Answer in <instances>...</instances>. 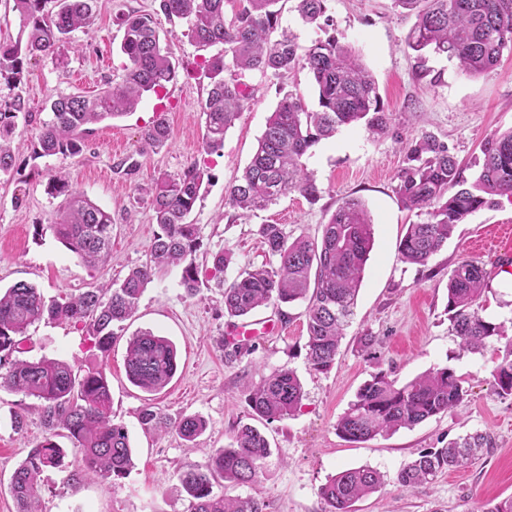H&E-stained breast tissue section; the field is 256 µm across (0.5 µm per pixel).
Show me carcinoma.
I'll use <instances>...</instances> for the list:
<instances>
[{"mask_svg":"<svg viewBox=\"0 0 512 512\" xmlns=\"http://www.w3.org/2000/svg\"><path fill=\"white\" fill-rule=\"evenodd\" d=\"M57 2V10H45ZM95 0H14L27 31L25 45H0V79L15 90L12 101L0 107V175L15 168L12 137L19 114L25 112L18 88L22 82L20 53L55 54L70 33L94 21ZM238 9L226 17V0H159L170 19L185 23L182 35L202 50L218 44L224 51L202 62L208 79L204 146L216 152L224 135L239 117L249 97L243 76L251 71L283 78L301 67L312 75L317 103L288 93L278 102L258 139L257 149L242 175L226 191L230 207L245 216L275 204L297 191L311 201L321 196L313 174L302 158L322 140L343 127L361 125L372 135L390 128L389 113L381 104L373 74L361 62L354 46L330 35L309 46L287 28H279L280 0H238ZM329 0H297L302 22L325 30L333 26ZM415 21L407 45L423 61L430 51L457 61L470 77L489 74L504 50L512 51V0H392ZM124 27L120 51L127 57L124 79L94 97L61 95L50 104L51 117L38 136L41 157L75 156L85 148L87 125L133 111L146 93L158 94L177 77L171 52L162 44L153 17L128 13L118 17ZM277 38H272L273 33ZM170 131L162 120L144 128L143 143L151 150L163 147ZM407 165L396 175V194L409 210L426 215L410 224L399 242L400 260L424 266L452 236L456 225L498 197L512 199V129L485 138L482 158L473 179L448 145L429 133L405 143ZM204 173L192 164L177 177L157 181L152 192L153 219L160 226L148 260L131 268L116 286L89 288L67 300H46L32 284L19 281L0 292V388L39 401L43 440L15 469L11 492L17 512H37L43 473L68 471L67 481L124 477L131 467V448L125 426L112 418V397L104 358L116 338L114 327L131 318L146 286L170 267L182 268L181 285L191 296L198 291L199 271L193 255L199 246L198 225L188 221L200 197ZM50 189L67 196L65 210L52 228L62 244L84 264L105 265L112 247V216L97 203L71 189L63 171L51 175ZM269 263L241 270L224 288V313L245 318L269 304L308 301L306 308L307 360L316 372L333 367L340 342L349 326L363 272L374 243L373 222L365 203L349 197L323 225L321 239L300 235L289 239L281 224H261L257 230ZM485 274L475 262L463 259L448 278V320L462 351L481 353L506 336L505 322L482 315L480 300ZM74 324L84 330L98 355L84 365L42 356L19 357L23 338L42 322ZM178 370L175 345L151 330L129 338L126 374L142 391L163 390ZM496 394L512 398V339L492 370ZM463 380L447 366H435L399 384L378 371L358 389L355 399L336 423L338 435L361 442L388 435L446 414L462 402ZM303 397L302 383L290 368L273 372L247 388L250 409L258 417L278 421L292 416ZM142 425L165 432L173 428L186 441L206 430L199 415L176 422L152 407L140 413ZM66 432L79 455L70 471L66 450L55 441ZM491 439L479 432L440 448H428L405 463L396 475L405 488L434 481L439 474L464 468ZM271 454L267 438L250 424L241 425L229 445L215 452L203 466L189 465L179 474L181 490L190 498V512H265L267 505L251 496L217 493L224 481L244 487L255 481ZM385 484L384 475L369 466L348 468L331 476L320 488L325 512H355L354 504Z\"/></svg>","mask_w":512,"mask_h":512,"instance_id":"obj_1","label":"carcinoma"}]
</instances>
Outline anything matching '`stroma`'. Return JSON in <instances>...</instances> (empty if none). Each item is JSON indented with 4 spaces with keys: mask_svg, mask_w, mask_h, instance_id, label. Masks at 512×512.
<instances>
[{
    "mask_svg": "<svg viewBox=\"0 0 512 512\" xmlns=\"http://www.w3.org/2000/svg\"><path fill=\"white\" fill-rule=\"evenodd\" d=\"M328 7L336 37L360 50L377 81L381 102L392 115L389 131L372 136L362 127H348L319 142L304 163L315 174L320 199L312 203L292 192L246 217H234L225 190L250 161L268 116L285 92L298 93L315 105L316 88L308 71L279 79L246 74L253 96L225 134L223 148L210 154L204 149L201 112L208 84L200 69L204 52L184 37L182 21L168 20L160 12L158 0H97L93 23L73 32L74 47L65 57H24L20 90L25 107L41 120L49 119L48 106L58 95L96 94L121 83L127 59L120 51L123 29L117 18L136 11L154 16L172 52L177 79L160 95H145L131 114L92 125L86 148L74 157L35 156L39 122L19 125L23 143L15 170L0 176L1 287L26 281L46 299L61 301L122 279L146 261L160 232L150 206L156 182L193 164L205 172L201 197L190 216L200 234L195 254L198 294L188 296L181 287L180 268L155 277L106 361L112 414L128 431L133 466L125 477L76 485L64 482L61 472H46L40 512H189L188 498L177 490L179 473L187 465L206 464L243 423L266 435L271 454L256 482L239 493L264 501L266 512H322L321 485L339 470L360 466L378 469L386 482L358 501L356 512H483L486 504L512 497V398L495 394L491 375L498 347L489 345L481 354L461 352L446 310L448 278L460 259L467 258L486 272L484 316L512 319V285L504 282L494 254L476 246L500 225H512V201L503 197L470 215L427 265L416 266L400 261L398 245L407 225L419 217L395 192V176L407 164L403 141L431 133L468 167L479 157L484 138L512 129V52H503L488 75L469 77L442 55L430 53L425 63H418L406 46L413 20L391 0H330ZM158 120L167 124L170 136L162 149L152 151L145 148L141 132ZM131 158L139 163L137 171L119 173L118 165ZM59 169L67 173L73 189L112 216V253L105 266H85L50 228L65 202L48 189L51 174ZM348 196L367 205L374 245L333 367L318 373L308 366L302 301L258 308L253 320L279 326V334L256 339L248 354L233 355L226 330L235 321L224 313L222 284L242 269L267 263L259 225L280 224L289 237L317 238ZM222 250L232 253L233 263L218 278L212 261ZM140 330L159 333L177 348L178 371L157 394L141 391L126 376L127 342ZM366 333L377 338L368 352L359 344ZM23 347L29 358L82 361L93 353L84 331L66 323L30 327ZM436 365L453 368L468 391L454 411L365 442L351 443L337 435L338 418L371 373L384 372L402 384ZM283 367L297 372L304 396L294 416L268 423L253 416L246 387ZM36 404L34 398L0 388V512H17L12 474L43 437ZM148 404L174 422L200 415L207 428L192 442L172 429L145 430L139 415ZM17 412L26 416L20 432L12 424ZM475 431L489 435L493 445L467 467L413 488L397 484L398 470L419 452Z\"/></svg>",
    "mask_w": 512,
    "mask_h": 512,
    "instance_id": "stroma-1",
    "label": "stroma"
}]
</instances>
